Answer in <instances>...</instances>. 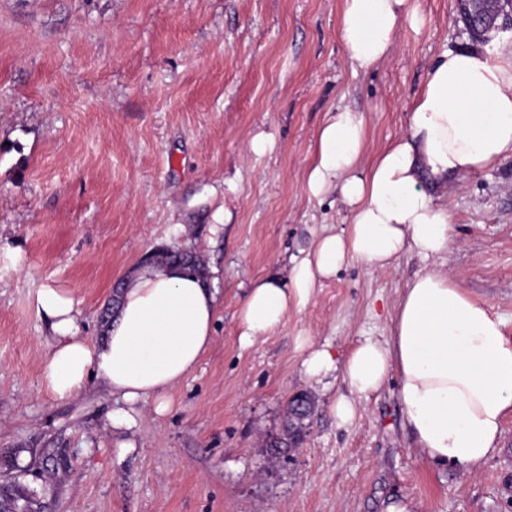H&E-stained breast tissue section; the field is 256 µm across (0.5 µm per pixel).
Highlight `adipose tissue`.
<instances>
[{
    "label": "adipose tissue",
    "mask_w": 512,
    "mask_h": 512,
    "mask_svg": "<svg viewBox=\"0 0 512 512\" xmlns=\"http://www.w3.org/2000/svg\"><path fill=\"white\" fill-rule=\"evenodd\" d=\"M418 26L411 0H343L339 30L353 68L368 71L388 57L401 23ZM361 116L337 112L319 131L307 189L337 191L350 224L320 238L291 269L248 288L239 308L240 344L248 348L307 305L315 285L358 260L387 270L404 255L445 258L453 244L447 202L429 194L424 178L477 175L512 159V54L497 48L443 53L427 72L409 115L407 133L364 164ZM31 303L51 336L42 379L56 398L102 380L124 403L109 417L113 429L137 424L138 404L156 414L169 391L210 349L217 290L170 265L140 267L124 279L119 303L100 341L81 334L74 299L44 286ZM303 372L315 382L341 375L351 393L332 407L339 422L357 412L356 396L379 391L396 376L404 423L417 449L436 465L474 474L500 450L512 415V336L486 304L433 269L405 288L386 342L357 341L344 361L326 346H305Z\"/></svg>",
    "instance_id": "obj_1"
}]
</instances>
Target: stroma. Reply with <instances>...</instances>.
<instances>
[{
	"label": "stroma",
	"instance_id": "1",
	"mask_svg": "<svg viewBox=\"0 0 512 512\" xmlns=\"http://www.w3.org/2000/svg\"><path fill=\"white\" fill-rule=\"evenodd\" d=\"M415 4L421 26L400 25L364 72L340 37L343 0H0V484L33 492L41 512H512V416L500 454L469 475L421 456L395 381L341 424L331 407L346 385L301 366L303 337L340 361L360 337L385 340L405 284L434 260L349 262L273 334L239 343L251 283L287 277L350 220L336 193L307 191L321 127L362 116L372 160L406 133L443 51L512 49L510 31L472 39L456 0ZM258 136L270 142L260 155ZM424 188L453 214L445 270L512 336V160ZM174 245L213 270L218 310L170 410L145 404L117 431L102 381L47 393L31 294L69 291L97 341L114 283ZM300 390L315 403L305 439L271 456Z\"/></svg>",
	"mask_w": 512,
	"mask_h": 512
}]
</instances>
